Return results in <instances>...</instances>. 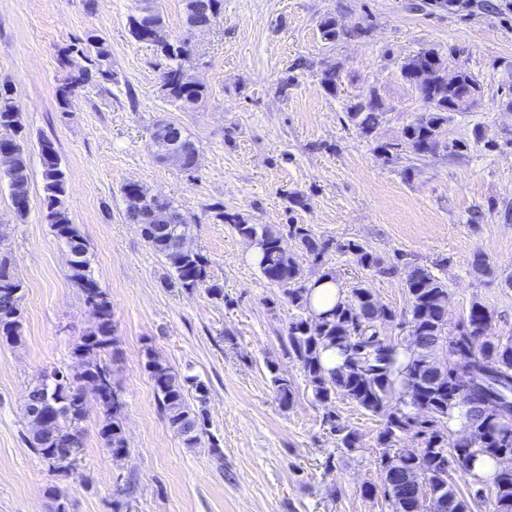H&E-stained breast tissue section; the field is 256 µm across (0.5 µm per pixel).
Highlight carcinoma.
Masks as SVG:
<instances>
[{
    "label": "carcinoma",
    "mask_w": 512,
    "mask_h": 512,
    "mask_svg": "<svg viewBox=\"0 0 512 512\" xmlns=\"http://www.w3.org/2000/svg\"><path fill=\"white\" fill-rule=\"evenodd\" d=\"M222 0H183V14L206 9L211 15L221 14ZM130 32L138 42L149 43L160 51L169 65L162 75L163 90L168 98L184 110L192 109L205 95V87L194 81L186 68L191 56V32L177 38L179 49L168 52L167 44L155 33L166 31L161 10H156L150 23L141 22L138 12L129 18ZM322 38L334 42L340 35L336 18L327 16L319 23ZM74 45L62 51L61 63L69 68L66 82L59 88L57 102L68 105L73 91L91 79L93 73L112 80V73L99 69L110 56L109 46L97 34L89 33L78 50L86 65L74 67L71 57ZM430 69L427 83L417 80L415 68ZM401 75L421 97L425 112L421 113L402 132L396 143L377 146L380 155L390 159L408 151L417 158L450 148L460 152L467 147L464 141L452 144L443 139L445 126L453 112H465L479 103L480 85L465 68H458L455 81H448L447 63L432 49H425L408 58ZM320 84L329 95H336L339 73L325 69ZM384 104L371 95L348 107L347 118L364 136L372 135L382 123ZM15 129L16 138L10 143L13 165L0 172V181L10 184L17 197L13 210L17 217L27 213V206L18 202L28 197L30 177L28 141L21 112L17 108L8 84L0 85V127ZM151 148L156 160L171 154H181L184 162L192 160L194 143L182 136L170 141L153 131ZM45 181V219L55 236L71 249L70 278L80 289L85 303L94 308V330L80 338L72 354L74 369L65 372L55 369L44 374L28 393L30 408L47 415L52 421V436L31 427V444L46 460L59 464L71 463L84 447L86 418L83 408L85 390L99 382L100 415L97 433L112 456L129 453L125 433V401L111 374L101 360L105 353L116 359L112 323V302L92 277L88 247L76 225L72 224L66 205L67 187L60 163L41 156ZM147 196L142 187L123 188L125 216L138 226L144 243L161 256L173 277L185 289L207 286L214 296L223 294L219 285L210 282L209 260L202 253L184 247L183 239L192 235L195 224L184 216L180 224H155L141 199ZM215 218L230 225L243 239L256 237L262 248L253 258L263 277L283 290L288 302L296 309L282 332V343L288 357L295 360L314 401L327 409L323 420L338 436L340 447L352 451L359 447L360 437L336 424L331 409L341 396L363 410L383 417L384 425L376 437L381 449L380 466L383 472L381 488L366 486L362 495L377 493L391 503L393 512H413V504L422 498L435 505L436 512H472L473 505L488 496L494 500L495 512H512V470L500 468V461L512 458V337L493 334L494 315L481 302L471 303L466 317L448 328V286L432 268L418 264L406 266L405 287L409 307L405 323L412 336L416 353L382 337L378 327L395 319L391 308L382 304L363 281L356 282L346 292H339L335 306L319 314L311 309L313 285L307 282L298 256L283 244L287 234L297 241L299 249L315 261H321L332 246L330 240L317 236L307 224H289L287 232L269 224H252L241 214L226 213L215 207ZM353 255L356 264L379 274H390L396 266L389 265L371 249L355 242L337 246ZM23 283L11 268V262L0 254V342L16 345L23 341L22 295ZM319 315L317 331L308 329V320ZM448 346L461 363L448 365L441 377L430 364L427 353L437 343ZM335 349L342 357L338 366L327 369L323 353ZM145 368L153 381L161 410L169 427L182 438L188 448H198L207 434L205 406L209 389L196 375L181 372L169 365L153 349L145 350ZM271 387L279 406L288 409L295 392L291 381L279 374L274 362L267 363ZM193 399H188V396ZM457 408L466 409L465 430L469 442L461 446L448 444V434L439 425ZM486 457L497 465L487 479L476 478L467 491L455 489V474H471L477 458Z\"/></svg>",
    "instance_id": "cac0c4a2"
}]
</instances>
